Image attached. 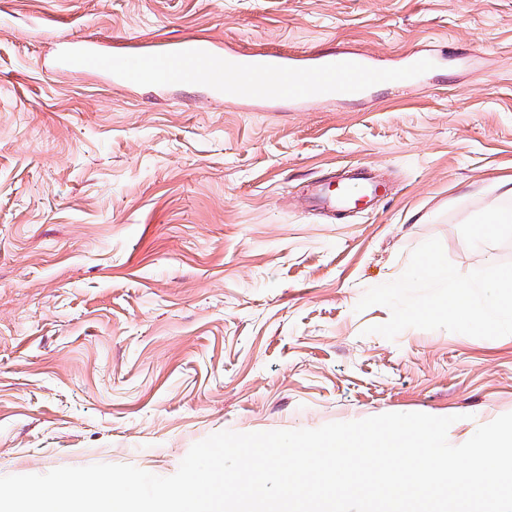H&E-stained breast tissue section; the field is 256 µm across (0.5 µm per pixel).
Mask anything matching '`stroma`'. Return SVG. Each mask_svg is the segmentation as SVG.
<instances>
[{
  "instance_id": "35a3bbf8",
  "label": "stroma",
  "mask_w": 512,
  "mask_h": 512,
  "mask_svg": "<svg viewBox=\"0 0 512 512\" xmlns=\"http://www.w3.org/2000/svg\"><path fill=\"white\" fill-rule=\"evenodd\" d=\"M362 52L436 68L350 100L113 89L63 45ZM382 175L373 210L311 185ZM512 0H0V477L384 413L512 412V329L452 331L424 250L466 285L512 269Z\"/></svg>"
}]
</instances>
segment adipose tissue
I'll use <instances>...</instances> for the list:
<instances>
[{
  "label": "adipose tissue",
  "instance_id": "1",
  "mask_svg": "<svg viewBox=\"0 0 512 512\" xmlns=\"http://www.w3.org/2000/svg\"><path fill=\"white\" fill-rule=\"evenodd\" d=\"M416 276L430 287L447 289L449 328L512 325V305L503 303L504 296L512 292L511 270L499 272L491 280L473 283L463 292L455 286L441 258L429 251Z\"/></svg>",
  "mask_w": 512,
  "mask_h": 512
}]
</instances>
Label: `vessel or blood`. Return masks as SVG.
<instances>
[{
    "instance_id": "1",
    "label": "vessel or blood",
    "mask_w": 512,
    "mask_h": 512,
    "mask_svg": "<svg viewBox=\"0 0 512 512\" xmlns=\"http://www.w3.org/2000/svg\"><path fill=\"white\" fill-rule=\"evenodd\" d=\"M433 67V57L422 54L409 55L399 67L373 65L358 53L306 59L270 51L227 56L197 38L174 51L135 56L109 53L85 39L75 42L62 62L65 71L100 76L117 87L200 82L215 97L253 103L351 99L378 85L412 86Z\"/></svg>"
}]
</instances>
